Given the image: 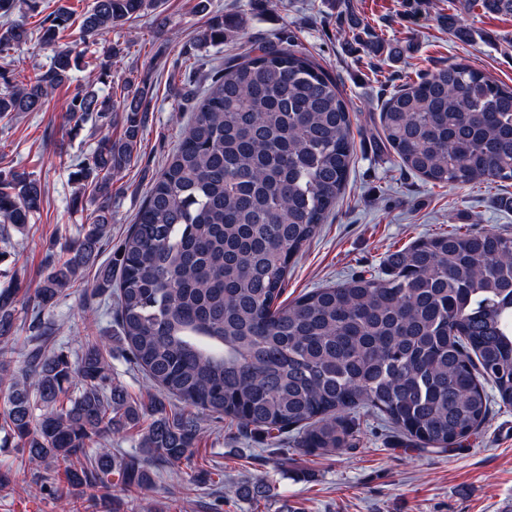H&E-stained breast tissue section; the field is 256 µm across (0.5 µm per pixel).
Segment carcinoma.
Listing matches in <instances>:
<instances>
[{"label": "carcinoma", "mask_w": 512, "mask_h": 512, "mask_svg": "<svg viewBox=\"0 0 512 512\" xmlns=\"http://www.w3.org/2000/svg\"><path fill=\"white\" fill-rule=\"evenodd\" d=\"M0 0V119L40 112L72 78L80 55L61 45L72 26L63 5L33 31ZM512 16V0H455ZM162 0H93L79 41L97 44ZM37 36L50 63L32 76L12 51ZM247 38L243 14L208 18L185 60ZM353 39L397 50L368 31ZM144 81L122 98L87 89L68 120L121 113V133H102L71 178L88 192L90 222L67 255L46 259L28 297L31 346L15 369L18 290L0 289V430L32 465L35 483L61 474L119 512L112 477L132 500L155 484L154 467L188 459L202 429L185 406L244 431H295L306 449L355 446L353 415L370 410L408 438L459 447L485 423L490 403L512 406V236L453 230L396 251L387 270L280 300L288 268L345 189L354 161L353 115L336 78L299 47L250 42L193 96L192 116L171 161L153 179L115 263L97 265L112 221V179L138 150L151 110ZM380 141L426 182L512 181V85L455 62L407 82L384 101ZM40 179L0 171V237L39 212ZM97 267L94 295L115 294L128 361L160 396L134 402L112 381V348L88 340L76 361L49 349L42 319ZM492 385L487 391L485 384ZM138 428V448L118 455L105 437Z\"/></svg>", "instance_id": "carcinoma-1"}]
</instances>
